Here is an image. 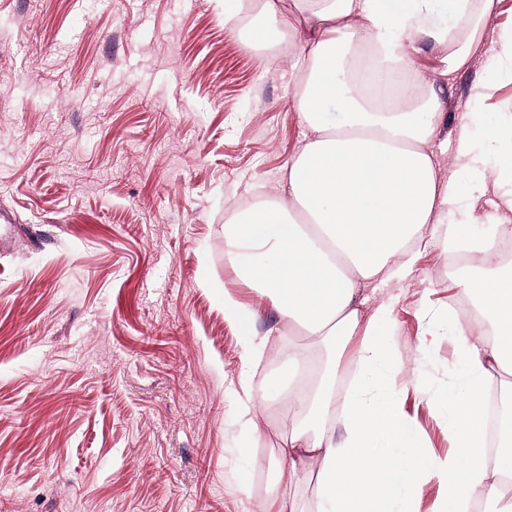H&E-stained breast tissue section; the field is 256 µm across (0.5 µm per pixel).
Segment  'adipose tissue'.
<instances>
[{
    "mask_svg": "<svg viewBox=\"0 0 512 512\" xmlns=\"http://www.w3.org/2000/svg\"><path fill=\"white\" fill-rule=\"evenodd\" d=\"M229 2L225 19L255 7L298 39L303 75L292 104L308 136L275 198L225 225L224 261L271 300L289 331L329 341L340 355L354 347L366 373L350 387L338 421L329 422L335 371L299 388L301 370L314 364L307 349L289 346L280 372L288 442L275 482L291 490L314 482L311 512H419L433 481L442 488L436 512H470L476 501L512 512V450H487L484 387L490 368L506 371L501 405L512 410V262L501 260L512 226L489 224L468 238L471 251L487 258L480 276L463 281L484 321L448 318L465 381L448 387L437 405L454 441L446 456L426 452L399 403L396 357L380 340L394 325L391 306L364 310L367 285L412 274L459 199L429 148L443 112L418 72L416 44L444 47L450 72L480 48L489 70L512 76V31L489 26L499 0ZM349 48L360 60L348 80L340 52ZM332 103L343 114L337 125L322 118ZM482 122L481 113H464L455 147L477 182L487 177L495 144L512 146V127L489 141L474 137Z\"/></svg>",
    "mask_w": 512,
    "mask_h": 512,
    "instance_id": "ef3b65f1",
    "label": "adipose tissue"
}]
</instances>
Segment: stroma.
<instances>
[{"label": "stroma", "instance_id": "obj_1", "mask_svg": "<svg viewBox=\"0 0 512 512\" xmlns=\"http://www.w3.org/2000/svg\"><path fill=\"white\" fill-rule=\"evenodd\" d=\"M298 53L247 48L224 0H0V512H260L282 496L268 463L288 419L241 421L245 330L225 295L269 339L262 371L292 342L330 351L271 340L281 316L225 265L224 225L276 194L303 144ZM417 58L444 113L432 150L461 194L460 236L369 303L393 304L399 399L442 456L432 405L460 381L458 345L425 314L465 293L447 264L463 235L512 225L494 177L472 189L455 159L459 118L483 113L487 134L512 122V78L479 55L443 77L429 44Z\"/></svg>", "mask_w": 512, "mask_h": 512}]
</instances>
